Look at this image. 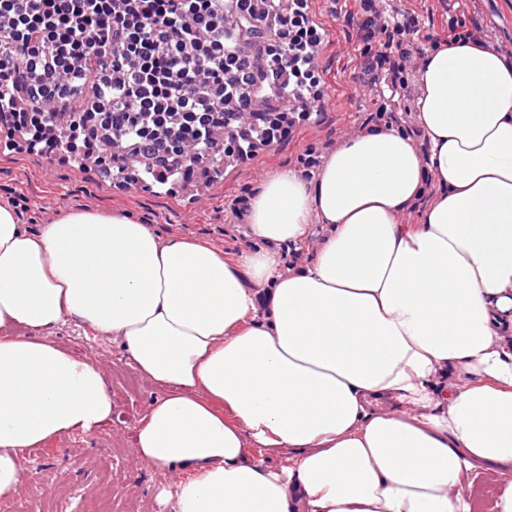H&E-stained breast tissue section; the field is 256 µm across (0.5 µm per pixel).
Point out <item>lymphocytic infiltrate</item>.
I'll return each mask as SVG.
<instances>
[{"instance_id": "obj_1", "label": "lymphocytic infiltrate", "mask_w": 512, "mask_h": 512, "mask_svg": "<svg viewBox=\"0 0 512 512\" xmlns=\"http://www.w3.org/2000/svg\"><path fill=\"white\" fill-rule=\"evenodd\" d=\"M363 27L379 41L372 69L400 73L416 20ZM325 33L309 0L288 10L254 0H0V113L7 146L69 164L141 158L164 184L202 170L208 152L245 161L310 120L325 99L315 57ZM296 104L252 130L258 101Z\"/></svg>"}]
</instances>
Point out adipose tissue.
<instances>
[{
  "label": "adipose tissue",
  "mask_w": 512,
  "mask_h": 512,
  "mask_svg": "<svg viewBox=\"0 0 512 512\" xmlns=\"http://www.w3.org/2000/svg\"><path fill=\"white\" fill-rule=\"evenodd\" d=\"M415 81L427 151L382 126L313 180L277 173L234 262L120 213L33 234L0 205V496L27 449L112 419L102 362L41 335L72 317L166 387L134 453L171 512H471L462 473L512 465V59L463 34ZM315 224L283 271L271 245Z\"/></svg>",
  "instance_id": "adipose-tissue-1"
}]
</instances>
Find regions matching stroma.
<instances>
[{
    "label": "stroma",
    "mask_w": 512,
    "mask_h": 512,
    "mask_svg": "<svg viewBox=\"0 0 512 512\" xmlns=\"http://www.w3.org/2000/svg\"><path fill=\"white\" fill-rule=\"evenodd\" d=\"M400 7L417 18L422 45L447 40L453 27L512 52V0H402ZM311 12L327 34L316 57L326 88L323 112L253 159L229 161L222 176L207 183L201 201L190 202V189L180 185L170 191L121 188L100 165L77 169L51 163L41 154L7 151L0 152V204L15 199L22 224L35 234L72 210L122 212L161 237L202 241L236 257L253 242L244 218L232 211L235 200L253 196L275 173L302 171L307 151L326 157L368 119L407 129L412 139L424 143L415 119L413 70L402 73L398 93L385 111L375 105L367 86L373 75L364 66L372 48L359 30L365 15L361 0H312ZM51 338L78 355L97 353L106 368L115 414L92 435L64 436L25 451L21 464L30 476L16 488L15 498L21 502L36 491V512H85L93 495L109 498L112 512H165L156 494L169 476L138 461L133 452L135 430L147 407L164 395V387L143 379L120 344L102 342L78 320H67Z\"/></svg>",
    "instance_id": "stroma-1"
}]
</instances>
